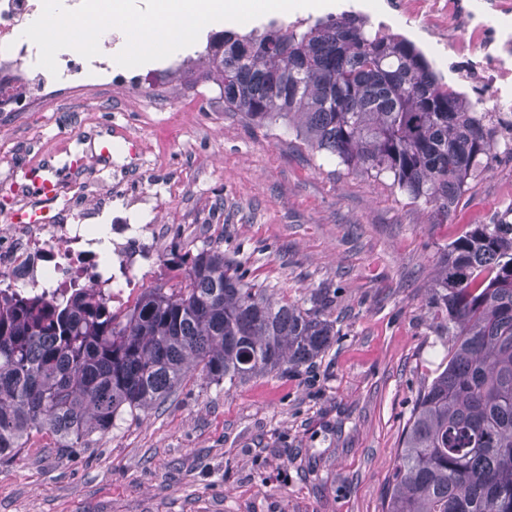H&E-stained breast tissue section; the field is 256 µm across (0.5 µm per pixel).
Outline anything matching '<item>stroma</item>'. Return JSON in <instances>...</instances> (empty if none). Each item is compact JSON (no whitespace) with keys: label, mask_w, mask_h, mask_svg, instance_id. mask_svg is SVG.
I'll return each mask as SVG.
<instances>
[{"label":"stroma","mask_w":512,"mask_h":512,"mask_svg":"<svg viewBox=\"0 0 512 512\" xmlns=\"http://www.w3.org/2000/svg\"><path fill=\"white\" fill-rule=\"evenodd\" d=\"M46 108L38 126L0 114L16 144L0 197L29 166L111 142L125 180L99 223L162 230L141 287L168 280L173 255L218 245L248 281L322 305L336 337L299 372L228 390L189 380L146 418L72 448L32 434L0 461V512H382L415 397L444 354L426 306L435 267L512 204V160H491L436 224L390 179L225 114L219 87L191 67L176 86L79 83ZM79 110L101 123L75 126Z\"/></svg>","instance_id":"1"}]
</instances>
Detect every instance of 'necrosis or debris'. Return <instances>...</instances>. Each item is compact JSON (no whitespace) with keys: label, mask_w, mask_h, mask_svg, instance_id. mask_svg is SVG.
I'll use <instances>...</instances> for the list:
<instances>
[{"label":"necrosis or debris","mask_w":512,"mask_h":512,"mask_svg":"<svg viewBox=\"0 0 512 512\" xmlns=\"http://www.w3.org/2000/svg\"><path fill=\"white\" fill-rule=\"evenodd\" d=\"M387 8L412 25L413 35L447 48L450 87L467 90L477 109L492 115L503 139L512 138V0H492L480 10L463 0H387ZM41 13L42 0H0V112L32 111L54 88L80 80L125 84L113 72L118 37L111 33L93 58L69 49L57 73L40 67L37 46L22 33ZM21 194L8 223L0 225V290L52 298L93 287L114 304L126 288L136 287L144 254L129 225H115L106 261L92 235V200L78 187L60 178L47 182L36 168Z\"/></svg>","instance_id":"1"}]
</instances>
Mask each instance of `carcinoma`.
Wrapping results in <instances>:
<instances>
[{
    "label": "carcinoma",
    "mask_w": 512,
    "mask_h": 512,
    "mask_svg": "<svg viewBox=\"0 0 512 512\" xmlns=\"http://www.w3.org/2000/svg\"><path fill=\"white\" fill-rule=\"evenodd\" d=\"M198 68L229 114L391 178L438 224L499 147L488 113L412 41L358 16L215 33ZM172 269L180 281L144 289L121 316L95 288L0 294V457L43 430L62 448L104 435L195 372L232 386L298 371L336 336L321 309L247 281L219 247ZM427 314L452 342L417 393L383 512H512V205L446 246Z\"/></svg>",
    "instance_id": "cac0c4a2"
}]
</instances>
